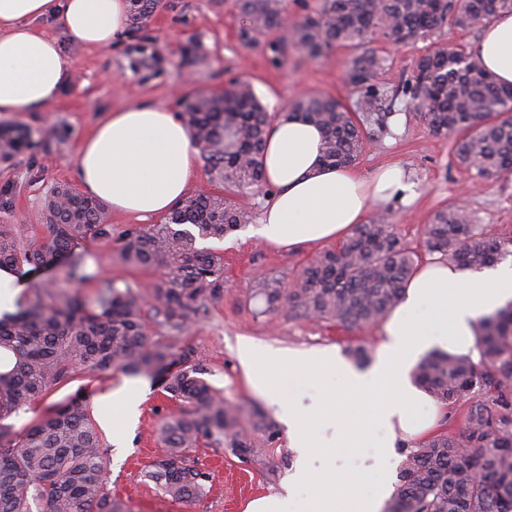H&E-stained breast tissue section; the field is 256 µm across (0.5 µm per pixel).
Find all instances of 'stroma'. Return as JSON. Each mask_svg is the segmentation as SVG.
<instances>
[{
    "label": "stroma",
    "instance_id": "35a3bbf8",
    "mask_svg": "<svg viewBox=\"0 0 512 512\" xmlns=\"http://www.w3.org/2000/svg\"><path fill=\"white\" fill-rule=\"evenodd\" d=\"M36 26L57 36L71 62V74L57 101L46 111L0 116V127L30 132L38 143L37 149L0 164V224H43L45 197L54 186H76L79 141L112 108L150 102L176 114L181 110L180 99L221 93L232 79L249 84L270 112L289 109L303 95L328 94L345 104L354 97V89L347 82L350 49L334 48L319 60L292 49L287 60L273 61L265 40L249 43L242 39L244 23L237 0H159L141 18H130L127 34L107 47L83 45L45 19ZM479 35L476 27H448L408 45L377 41L376 47L386 59L377 80L388 87L401 84L413 77L419 55L448 48L468 50ZM190 45L197 54L187 63L183 53ZM454 141V136L434 134L419 113L409 111L400 137L371 136L355 163L364 172L399 163L416 173L420 195L414 205L407 208L393 203L389 210L398 236L419 252L424 249L426 224L440 208L458 200L464 202L475 223L485 225L493 235L512 239V175L478 177L467 172L455 160ZM231 200L249 211L251 220L224 240L198 241V248L223 254L224 291L183 340L201 353L208 381L225 398L248 408L258 407L274 419L278 416L276 407L257 392L240 367L241 339L284 352L326 346L343 352L362 338L376 356L384 336L378 324L344 330L284 310L271 315L259 313L254 293L262 281L290 283L305 263L329 250L330 245L324 242L291 249L273 245L260 235L257 224L263 194L235 193ZM109 222L111 237L84 241L80 252L104 278L133 285L155 280V271L138 270L119 259L122 234L139 225V218L113 211ZM124 379V374L116 371L74 373L29 408L7 417L4 424L9 438L22 437L34 423L73 398L96 410V396L121 385ZM146 384L134 424L103 435L110 469L108 488L123 512H182L181 505L162 494L146 476L152 462L164 453L157 441V428L166 415L178 409L159 380L150 377ZM188 454L212 476L210 492L194 503L192 512H246L253 502L282 496L297 459L283 430L266 449L269 466L265 469L243 463L230 449L204 440ZM372 454L369 448L317 449L308 478L291 495L289 512H304L329 470L355 478L357 494L374 491L377 476L365 468Z\"/></svg>",
    "mask_w": 512,
    "mask_h": 512
}]
</instances>
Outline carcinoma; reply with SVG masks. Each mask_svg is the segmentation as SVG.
<instances>
[{"label": "carcinoma", "instance_id": "cac0c4a2", "mask_svg": "<svg viewBox=\"0 0 512 512\" xmlns=\"http://www.w3.org/2000/svg\"><path fill=\"white\" fill-rule=\"evenodd\" d=\"M252 40L269 33L275 59L292 47L310 59L336 45L352 49L347 74L356 92L346 106L331 96L297 98L295 114L323 133L322 162L349 166L371 131L387 126L396 101L420 113L433 133L454 134L458 164L483 176L512 174V87L498 85L480 58L464 50L421 56L414 78L388 88L376 82L383 58L372 43L382 36L397 43L425 39L445 26L471 28L512 0H321L296 22L284 40L277 36L282 0H239ZM271 114L246 84L196 98L180 113L200 148L209 175L224 191H262V157ZM30 145L28 134L0 132V158L11 159ZM46 234L14 224L0 225V268L20 276L62 265L63 279L33 286L18 311L0 318V353L11 357L0 371V420L28 407L76 370L120 371L158 378L180 410L163 420L158 441L166 452L149 477L172 500L190 505L210 489V473L186 455L206 439L232 449L249 464L267 466L265 444L276 424L257 410L241 424L243 406L232 403L204 375L197 349L176 346L208 313L224 287V255L202 250L196 238L222 240L249 223L250 214L224 195H193L179 201L161 224L123 234L122 262L161 276L148 285L152 302L138 286H122L89 271L78 246L87 238H109L103 204L59 184L44 201ZM425 250L461 268L480 270L512 246L473 223L469 211L450 204L426 226ZM419 255L395 232L385 215L357 225L334 250L303 267L286 289L265 282L261 313L286 307L297 317L347 330L383 320L398 305ZM97 281L92 298L75 288ZM166 340L149 334L145 308ZM478 361L438 350L415 366L417 383L452 416L465 413L454 431L441 432L405 449L398 482L386 512H512V303L480 323ZM0 425V512H121L107 489L108 462L86 404L74 399L35 423L19 441L4 440Z\"/></svg>", "mask_w": 512, "mask_h": 512}]
</instances>
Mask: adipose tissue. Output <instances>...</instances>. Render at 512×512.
<instances>
[{
    "instance_id": "1",
    "label": "adipose tissue",
    "mask_w": 512,
    "mask_h": 512,
    "mask_svg": "<svg viewBox=\"0 0 512 512\" xmlns=\"http://www.w3.org/2000/svg\"><path fill=\"white\" fill-rule=\"evenodd\" d=\"M131 0H0V114L40 112L55 102L70 62L56 37L35 20L52 19L64 33L91 47L111 45L128 25ZM485 68L512 86V14L487 21L473 47ZM321 132L300 119L274 121L263 165L272 192L261 211L262 235L277 246L338 241L364 223L376 207L417 197L415 175L392 164L364 175L320 160ZM199 148L172 112L137 102L105 112L76 152L77 179L84 191L113 210L146 218L169 211L198 171ZM512 303V264L480 273L461 270L436 256L416 269L405 295L383 331L386 341L366 368L344 361L336 347L295 349L278 354L242 341L239 363L270 402L279 390L268 369L285 358L288 369L310 377L325 391L311 406L293 403L284 414L291 447L301 455L342 444L374 442L375 428L387 432L385 445L426 433L434 422L433 399L409 378L413 363L432 348L477 355L475 338L486 315ZM132 384L100 393L103 426L131 423L139 403ZM344 483L328 474L307 512H381L391 493L381 479L370 494L342 501Z\"/></svg>"
}]
</instances>
